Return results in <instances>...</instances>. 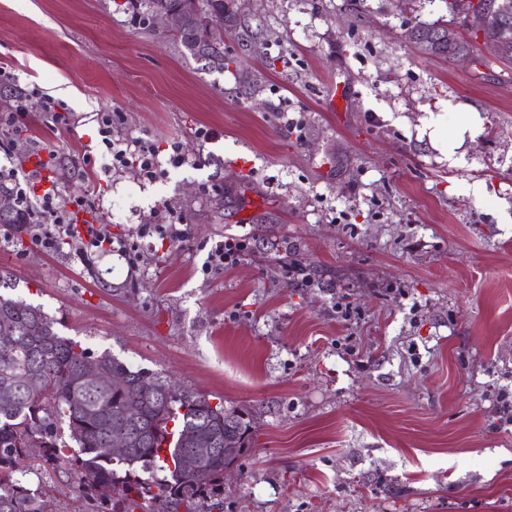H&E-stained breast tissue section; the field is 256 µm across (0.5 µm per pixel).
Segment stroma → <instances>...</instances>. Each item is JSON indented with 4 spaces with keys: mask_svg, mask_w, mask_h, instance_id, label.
<instances>
[{
    "mask_svg": "<svg viewBox=\"0 0 512 512\" xmlns=\"http://www.w3.org/2000/svg\"><path fill=\"white\" fill-rule=\"evenodd\" d=\"M236 9L219 71L131 0H0V67L29 92L23 140L53 146L60 194L91 195L94 222L138 250L83 262L0 234V294L241 410L251 445L219 512H512V63L409 43L415 22L461 25L448 0ZM46 96L71 129L47 124ZM111 110L114 138L179 142L186 164L80 172ZM468 112L479 131L452 167L432 133ZM179 217L189 241L140 234ZM230 234L246 255L203 271ZM29 480L50 512H108L64 473Z\"/></svg>",
    "mask_w": 512,
    "mask_h": 512,
    "instance_id": "1",
    "label": "stroma"
}]
</instances>
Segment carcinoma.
I'll list each match as a JSON object with an SVG mask.
<instances>
[{"mask_svg": "<svg viewBox=\"0 0 512 512\" xmlns=\"http://www.w3.org/2000/svg\"><path fill=\"white\" fill-rule=\"evenodd\" d=\"M184 0H138L150 13L175 10ZM199 19L174 35L183 51L207 66L224 70V0H201ZM486 37L508 48L512 60V21L490 22ZM25 210L0 211V224H29ZM56 322L39 306L0 294V335L12 344L0 346V388L13 397L0 402V512H47L44 501L30 494L22 478L34 467L69 475L87 498L106 487L112 512H205L221 505L224 469L249 449L251 424L234 408L210 404L204 396L166 389L167 379L105 351L94 355L72 338L60 335ZM98 359L102 371L120 385L101 388L83 380L86 360ZM37 376L33 389L28 379ZM137 406L140 422L125 418ZM130 436L125 454L104 449L112 433ZM236 438V452L224 455V436ZM214 442L198 473L183 467L197 442ZM159 465V478L150 467Z\"/></svg>", "mask_w": 512, "mask_h": 512, "instance_id": "1", "label": "carcinoma"}]
</instances>
